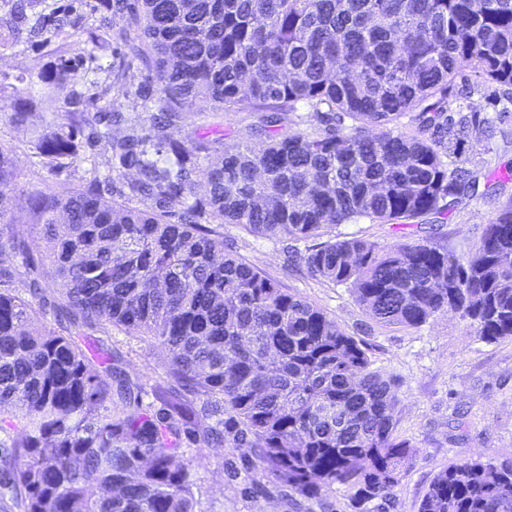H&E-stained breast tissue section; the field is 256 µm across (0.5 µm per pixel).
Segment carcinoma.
<instances>
[{"mask_svg": "<svg viewBox=\"0 0 512 512\" xmlns=\"http://www.w3.org/2000/svg\"><path fill=\"white\" fill-rule=\"evenodd\" d=\"M42 2L3 0L9 32L48 45L79 24L72 4ZM93 12L104 30L128 15L116 35L130 53L107 74L133 105H97L91 80L34 149L57 168L102 143L119 181L29 195L31 240L9 230L17 172L0 147V486L20 512H198L184 449L224 443L254 482L304 499L340 487L388 512L415 454L394 437L398 385L335 317L226 252L224 225L284 243L380 325L450 311L484 341L512 339V200L461 257L430 236L385 249L333 234L411 225L477 192L462 147L495 135L484 105L509 114L512 0H98ZM83 66L60 55L38 80L70 83ZM33 104L20 101L15 125ZM205 110L259 124L225 133L236 143L211 158L208 137L169 133ZM114 328L165 349L151 391L115 366ZM419 512H512V459L440 471Z\"/></svg>", "mask_w": 512, "mask_h": 512, "instance_id": "obj_1", "label": "carcinoma"}]
</instances>
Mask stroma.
Wrapping results in <instances>:
<instances>
[{"instance_id": "stroma-1", "label": "stroma", "mask_w": 512, "mask_h": 512, "mask_svg": "<svg viewBox=\"0 0 512 512\" xmlns=\"http://www.w3.org/2000/svg\"><path fill=\"white\" fill-rule=\"evenodd\" d=\"M69 54L87 55L94 47L88 35L73 31L61 35L56 45ZM56 45L29 46L18 40L0 59V146L13 151L20 174L16 196L25 209L30 192L44 188L79 185L90 167L107 170L110 155L105 146L87 151L84 159L64 170L43 165L31 145L44 117L62 119L61 106L70 85L50 86L43 104L24 127L11 121L18 93L10 79L37 77L51 70ZM251 112H197L171 130L179 140L195 138L199 127L210 137L243 130L257 123ZM501 132L489 142H469L464 152L472 168L492 178L491 187L472 195L448 198L444 219L422 217L421 227L372 224L366 221L337 226L338 234L358 236L388 247L421 238L422 227L461 256L478 248L486 224L512 200V124L501 123ZM227 250L276 279L281 288L298 294L336 318L346 333L361 336L374 368L393 377L398 386L394 434L416 453L401 474L395 489L393 512H418L419 503L433 477L464 459L512 458V340L487 343L467 321L456 314L435 317L418 328L382 326L370 321L348 288L311 278L304 267L289 266L281 244L258 239L240 226L224 227ZM112 350L120 368L130 377L152 382L166 358L164 349L145 336L112 334ZM234 448H190L186 458L195 483L201 512H359L349 493L323 491L316 500L293 505L287 488H266L247 477L229 480L227 463L238 462Z\"/></svg>"}]
</instances>
